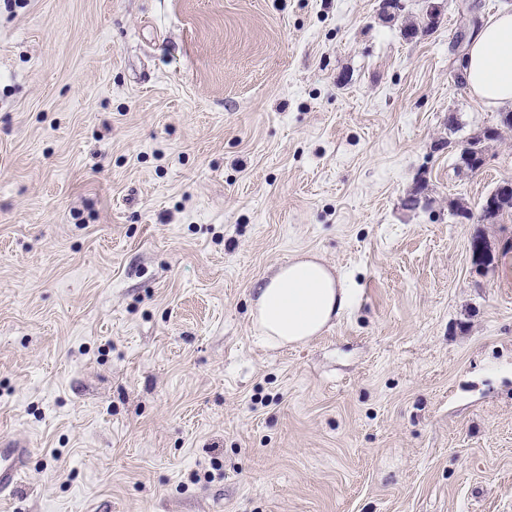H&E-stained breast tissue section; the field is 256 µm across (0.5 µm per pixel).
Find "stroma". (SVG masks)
Segmentation results:
<instances>
[{"mask_svg":"<svg viewBox=\"0 0 512 512\" xmlns=\"http://www.w3.org/2000/svg\"><path fill=\"white\" fill-rule=\"evenodd\" d=\"M436 2L0 0V512H512V210L455 214L512 0ZM308 253L355 298L262 346ZM473 95L494 108H512V13L501 12L475 34L464 58ZM28 442L2 433L0 435V494L11 492L31 454Z\"/></svg>","mask_w":512,"mask_h":512,"instance_id":"obj_1","label":"stroma"}]
</instances>
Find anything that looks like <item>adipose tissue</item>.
I'll return each mask as SVG.
<instances>
[{
	"label": "adipose tissue",
	"mask_w": 512,
	"mask_h": 512,
	"mask_svg": "<svg viewBox=\"0 0 512 512\" xmlns=\"http://www.w3.org/2000/svg\"><path fill=\"white\" fill-rule=\"evenodd\" d=\"M463 65L473 95L488 106L512 108V13H499L482 26ZM351 301L344 278L316 256H298L256 288L254 330L270 348L304 344L339 319Z\"/></svg>",
	"instance_id": "1"
}]
</instances>
